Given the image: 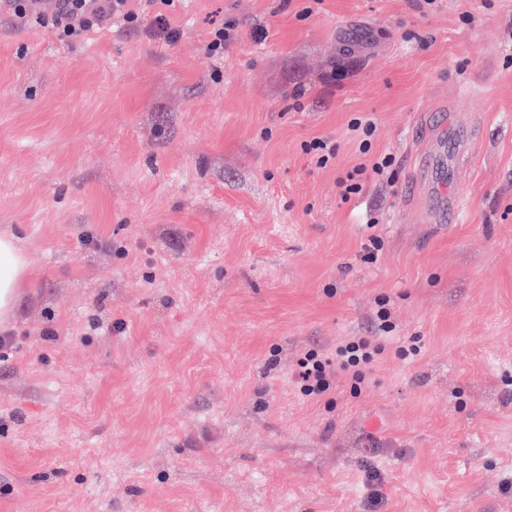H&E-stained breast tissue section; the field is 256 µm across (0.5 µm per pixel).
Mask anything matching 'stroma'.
Here are the masks:
<instances>
[{"instance_id": "1", "label": "stroma", "mask_w": 512, "mask_h": 512, "mask_svg": "<svg viewBox=\"0 0 512 512\" xmlns=\"http://www.w3.org/2000/svg\"><path fill=\"white\" fill-rule=\"evenodd\" d=\"M130 7L63 40L0 0V232L28 263L0 512H363L372 469L378 512H512V0ZM157 10L177 42L147 37ZM216 25L238 38L208 56ZM366 115L395 176L346 200ZM460 120L438 224L417 159ZM383 308L362 387L303 398L301 354ZM305 154H313L317 159V164L324 166L330 158L336 157V144L325 139L315 138L303 145Z\"/></svg>"}]
</instances>
